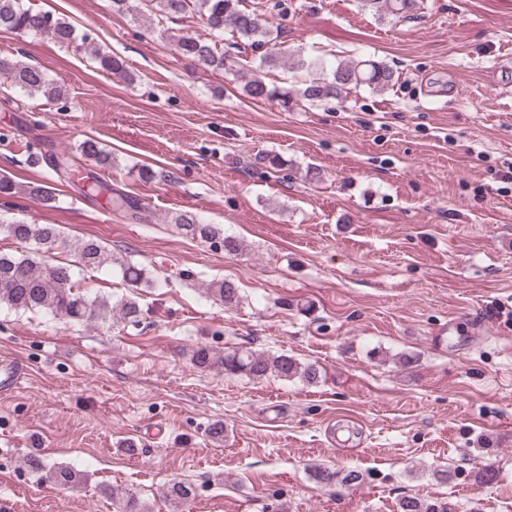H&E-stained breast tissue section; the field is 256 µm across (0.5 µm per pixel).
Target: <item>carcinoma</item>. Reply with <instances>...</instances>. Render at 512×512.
Listing matches in <instances>:
<instances>
[{"mask_svg":"<svg viewBox=\"0 0 512 512\" xmlns=\"http://www.w3.org/2000/svg\"><path fill=\"white\" fill-rule=\"evenodd\" d=\"M418 0H362V7L372 9L381 18H406L414 10ZM246 0H142V4L168 17L190 18L198 13L206 20L208 37L182 34L173 35L178 53L211 70L225 71L232 67L231 55L224 53L218 44L224 42V33L238 38L234 48H259L272 41L271 30L256 11L245 6ZM0 31L24 35L46 36L61 45L75 42V28L65 19L50 12L35 11L26 0H0ZM102 69L114 73H125L122 62L111 55L93 52ZM289 66L309 72L302 86L294 89L270 87L263 78L265 71ZM0 75L10 79L11 84L29 96L41 95L52 101L65 94L63 87L49 79L39 67L19 63L7 56L0 57ZM244 90L254 100L275 99L283 108L303 102L338 99L350 86L365 85L375 91H385L394 86V72L385 64L372 59H347L330 68V72H312V65L304 59L288 61L280 51H266L260 57L257 70L242 73ZM83 155L93 158L100 166L113 163L112 154L98 148L96 143L85 141L80 145ZM50 165L55 173L65 179L86 185V194L94 197L105 191L110 194L108 205L114 211H140L139 203L131 195L112 188L92 173H80L70 156L60 153ZM24 191L45 204L56 201L50 189L34 184L19 185L6 176L0 177V196H11ZM171 223L179 233L209 244L215 251L236 254L241 243L224 235L218 224H205L193 213L183 212L172 216ZM12 238L24 246L17 253L0 252V307L16 312L46 310L55 316L78 324H94L114 318L140 324L142 309L136 299L137 289L150 286L151 279L146 269L132 261L114 257L105 245L93 239H62V232L54 224H26L22 221L0 224V234ZM63 245L68 259L65 261L46 258L58 245ZM108 263L119 266L122 279L131 295L121 297L116 303L98 296H88L74 291V269L95 271ZM205 292L227 309L240 303V293L229 280H213ZM195 366L202 370H218L228 377H245L252 381L269 375L284 381L300 380L315 384L322 376L319 365L302 363L285 353L258 352L250 348L234 347L219 355L208 346H199L192 353ZM31 471L48 478L60 486H73L78 474L68 466L44 464L38 457L27 460ZM311 478L324 488L357 486L364 481V474L356 469L338 468L334 465H314ZM195 494L194 488L174 481L165 490V497L175 508L183 507ZM114 512H145L140 497L133 493L112 495ZM399 512H448L446 504L418 496H406L399 502Z\"/></svg>","mask_w":512,"mask_h":512,"instance_id":"obj_1","label":"carcinoma"}]
</instances>
